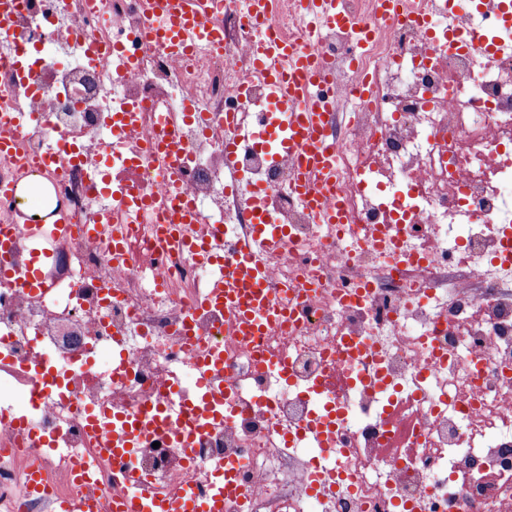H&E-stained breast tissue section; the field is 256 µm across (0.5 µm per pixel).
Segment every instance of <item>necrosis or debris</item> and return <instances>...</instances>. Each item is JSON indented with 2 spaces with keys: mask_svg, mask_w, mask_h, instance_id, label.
Masks as SVG:
<instances>
[{
  "mask_svg": "<svg viewBox=\"0 0 512 512\" xmlns=\"http://www.w3.org/2000/svg\"><path fill=\"white\" fill-rule=\"evenodd\" d=\"M498 9L497 0H459L437 17L442 37L395 21L359 48L337 26L307 43L294 0H269L268 28L335 66L327 133L347 214L338 228L315 223L297 198L288 154L255 148L224 164L225 112L245 125L269 106L238 0L216 16L223 49L201 44L185 60L144 41L136 0H21L0 41V113L29 122L17 155L0 160V184L56 154L42 176L72 231L54 245L52 291L0 289V512H58L84 491L69 475L78 455L93 462L106 497L202 487L238 460L248 512H512V264L497 259L499 229L512 224V28L495 29L489 53L453 41ZM81 32L102 45L124 39L135 67L90 60ZM362 74L373 86L365 98L354 93ZM128 105L139 111L136 128L113 129V113ZM161 118L187 149L177 180L202 203L199 223L179 225V235L216 225L225 238L249 239L261 213L289 229L277 248L256 246L268 287H287L298 304L295 322L257 339L270 365L205 305L208 268L164 242L158 215L118 216L120 269L105 238L82 232L112 209L92 178L113 153L142 157L113 168V181L160 190L163 175L142 152ZM381 226L398 250L377 245ZM361 284L366 296L348 299ZM212 343L224 347L223 423L198 435L190 455L143 443L142 482L114 484L86 411L134 416L188 401L192 388L174 394L169 383ZM280 358L285 379L273 365ZM41 365L62 384L18 412L14 394L31 389ZM326 405L337 412L334 448L315 455L284 441ZM21 416L32 436L14 428ZM30 465L48 493L28 494ZM325 467L342 481L317 501L310 490Z\"/></svg>",
  "mask_w": 512,
  "mask_h": 512,
  "instance_id": "obj_1",
  "label": "necrosis or debris"
}]
</instances>
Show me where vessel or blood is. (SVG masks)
<instances>
[{
	"label": "vessel or blood",
	"instance_id": "b4317fda",
	"mask_svg": "<svg viewBox=\"0 0 512 512\" xmlns=\"http://www.w3.org/2000/svg\"><path fill=\"white\" fill-rule=\"evenodd\" d=\"M300 3L309 36H317L329 26H340L350 29L363 44L372 40L380 25L401 16L400 0H378L374 17L363 20L345 13L341 0H300ZM138 6L146 23L147 37L177 56L186 55L200 42L215 46L223 42L211 15L223 9L224 0H138ZM87 54L95 59L112 58L126 69L135 62L118 42L106 48L88 41ZM253 65L271 98L287 106V122L281 136L298 172L297 195L322 223H344V206L336 190V144L325 134L326 114L332 103L323 92L331 80L328 69L310 53L268 32L255 42ZM224 127V154L230 161L245 149L263 146L267 139L266 123H259L256 132L247 134L239 130L232 112L225 114ZM152 154L176 166L184 158L186 148L174 131L162 126L154 135ZM96 183L101 192L111 195L118 211H160L169 224H194L199 219L198 199L146 196L136 187L113 182L105 168L98 171ZM45 232L41 224L0 226V288L19 283L14 278L13 263L19 235L33 237ZM192 247L217 271L206 304L230 312L232 330L239 339H256L271 325L294 319V312L282 309L276 291L267 288L265 267L251 241L239 240L227 249L218 238L205 236L197 238ZM51 260V251L33 248L25 278L19 284L33 293L44 292L45 270ZM196 366V395L184 411L161 405L135 420L116 411L107 424L102 423L97 413H88L87 428L97 443L99 456L115 462L124 460L139 446L142 437L154 433L168 436L179 447L189 449L195 437L212 423L223 420L224 385L218 380L224 372L222 351L206 349L198 356ZM335 424V413H317L291 439L312 448L326 449L333 440ZM243 497L238 473L227 465L208 486L198 491L181 488L149 500L134 496L114 501L92 493L64 502L62 512H224L225 501L238 502Z\"/></svg>",
	"mask_w": 512,
	"mask_h": 512
}]
</instances>
